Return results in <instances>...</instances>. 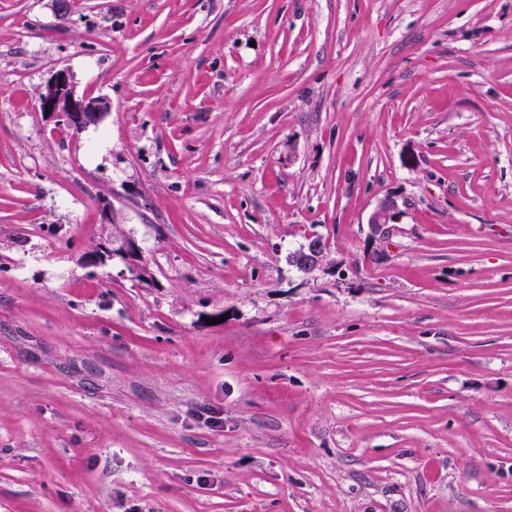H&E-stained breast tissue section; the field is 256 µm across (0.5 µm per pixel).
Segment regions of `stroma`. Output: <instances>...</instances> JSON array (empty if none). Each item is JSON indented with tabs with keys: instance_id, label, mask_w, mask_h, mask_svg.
I'll use <instances>...</instances> for the list:
<instances>
[{
	"instance_id": "obj_1",
	"label": "stroma",
	"mask_w": 512,
	"mask_h": 512,
	"mask_svg": "<svg viewBox=\"0 0 512 512\" xmlns=\"http://www.w3.org/2000/svg\"><path fill=\"white\" fill-rule=\"evenodd\" d=\"M0 512H512V0H0ZM40 104L43 112L56 115L65 127L80 129L99 124L110 110L109 102L102 97L78 96L64 70L52 75L41 93ZM398 214V204L390 197L379 201L375 209L370 214L368 224H370L372 235L386 237L392 230Z\"/></svg>"
}]
</instances>
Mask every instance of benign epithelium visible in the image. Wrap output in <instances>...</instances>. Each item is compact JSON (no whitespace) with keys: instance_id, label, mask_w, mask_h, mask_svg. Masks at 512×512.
I'll return each instance as SVG.
<instances>
[{"instance_id":"obj_1","label":"benign epithelium","mask_w":512,"mask_h":512,"mask_svg":"<svg viewBox=\"0 0 512 512\" xmlns=\"http://www.w3.org/2000/svg\"><path fill=\"white\" fill-rule=\"evenodd\" d=\"M40 104L42 111L58 117L63 125L80 129L99 124L110 110L109 102L102 97L77 95L64 70L52 75L41 93ZM397 214L398 204L394 199L386 197L380 200L368 220L372 234L382 238L388 236ZM325 250L326 246L321 240L311 241L304 251L306 266L311 268L318 265L323 260Z\"/></svg>"}]
</instances>
